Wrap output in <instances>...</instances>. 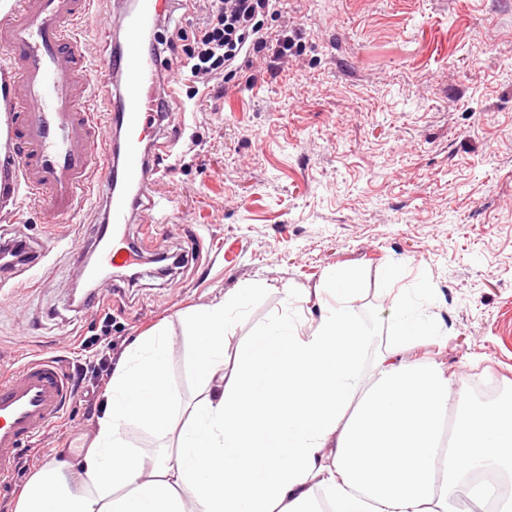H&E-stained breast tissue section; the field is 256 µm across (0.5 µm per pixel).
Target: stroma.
Wrapping results in <instances>:
<instances>
[{
	"instance_id": "35a3bbf8",
	"label": "stroma",
	"mask_w": 512,
	"mask_h": 512,
	"mask_svg": "<svg viewBox=\"0 0 512 512\" xmlns=\"http://www.w3.org/2000/svg\"><path fill=\"white\" fill-rule=\"evenodd\" d=\"M115 3L92 6L89 58L112 53ZM263 26L287 36V56L238 61L214 90L176 85L156 132L166 172L128 226L141 275L115 270L89 305L69 288L102 208L53 223L10 151L0 233L32 252L0 272V370L42 355L82 386L21 453L0 512L54 458L87 447L135 336L255 281L270 291L232 346L281 311L304 322L309 290L348 267L377 347L393 298L428 276L448 307L436 359L452 378L485 380L490 397L512 393V0H285ZM166 251L185 256L167 277L152 262Z\"/></svg>"
}]
</instances>
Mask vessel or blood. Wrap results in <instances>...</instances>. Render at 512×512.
Segmentation results:
<instances>
[{
    "mask_svg": "<svg viewBox=\"0 0 512 512\" xmlns=\"http://www.w3.org/2000/svg\"><path fill=\"white\" fill-rule=\"evenodd\" d=\"M93 0H15L0 15V46L24 90L15 132L25 150L18 175L33 201H46L54 218L70 216L94 185L105 189L108 221L95 232L97 266L128 268L138 260L126 240L133 203L115 181L147 194L157 174L147 162L152 113L148 92L162 60L145 32L168 17V0H124L112 14L125 46L106 65L90 68L78 26L92 18ZM116 79L120 107L98 118L88 107L92 77ZM70 386L63 369L33 357L0 375V479L10 476L26 443L60 415Z\"/></svg>",
    "mask_w": 512,
    "mask_h": 512,
    "instance_id": "obj_1",
    "label": "vessel or blood"
}]
</instances>
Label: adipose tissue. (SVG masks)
<instances>
[{
    "label": "adipose tissue",
    "mask_w": 512,
    "mask_h": 512,
    "mask_svg": "<svg viewBox=\"0 0 512 512\" xmlns=\"http://www.w3.org/2000/svg\"><path fill=\"white\" fill-rule=\"evenodd\" d=\"M357 274L330 271L306 326L247 321L252 282L136 338L103 394L93 440L27 484L17 512H512V398L475 406L470 382L413 350L448 339L429 279L391 306L383 345L373 312L349 304ZM188 386L172 374L173 327Z\"/></svg>",
    "instance_id": "1"
}]
</instances>
